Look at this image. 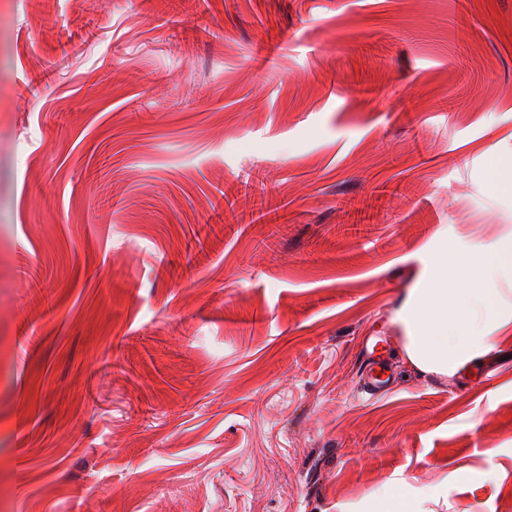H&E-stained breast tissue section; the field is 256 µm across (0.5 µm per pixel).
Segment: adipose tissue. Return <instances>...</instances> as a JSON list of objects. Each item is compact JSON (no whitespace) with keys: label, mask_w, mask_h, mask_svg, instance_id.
Instances as JSON below:
<instances>
[{"label":"adipose tissue","mask_w":512,"mask_h":512,"mask_svg":"<svg viewBox=\"0 0 512 512\" xmlns=\"http://www.w3.org/2000/svg\"><path fill=\"white\" fill-rule=\"evenodd\" d=\"M435 264L438 287L409 289L397 319L406 333L410 363L452 376L476 364L492 349L496 333L512 324V296L493 281L497 274L512 275V237L479 265L444 255Z\"/></svg>","instance_id":"ef3b65f1"}]
</instances>
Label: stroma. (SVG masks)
<instances>
[{"mask_svg": "<svg viewBox=\"0 0 512 512\" xmlns=\"http://www.w3.org/2000/svg\"><path fill=\"white\" fill-rule=\"evenodd\" d=\"M498 163L512 0H0V512H505L512 326L448 377L396 320ZM389 382L388 371L380 358L363 359L356 376L358 398L375 399L382 395Z\"/></svg>", "mask_w": 512, "mask_h": 512, "instance_id": "stroma-1", "label": "stroma"}]
</instances>
